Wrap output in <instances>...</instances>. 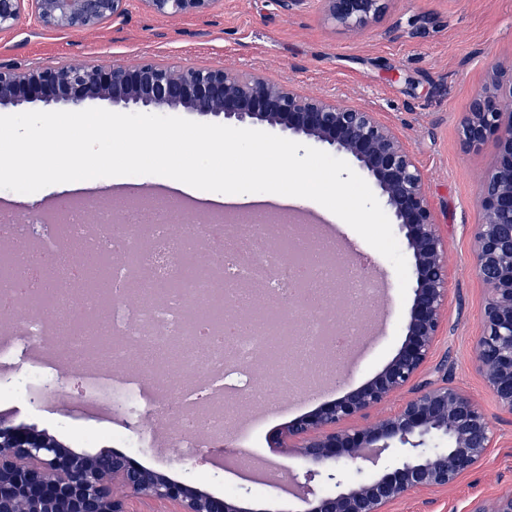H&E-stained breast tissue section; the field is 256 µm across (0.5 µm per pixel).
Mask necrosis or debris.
Listing matches in <instances>:
<instances>
[{
  "instance_id": "necrosis-or-debris-1",
  "label": "necrosis or debris",
  "mask_w": 512,
  "mask_h": 512,
  "mask_svg": "<svg viewBox=\"0 0 512 512\" xmlns=\"http://www.w3.org/2000/svg\"><path fill=\"white\" fill-rule=\"evenodd\" d=\"M284 241L304 253L315 247L287 226L252 223L234 235L189 209L178 224L128 212L121 223L103 215L91 226L72 209L61 224L35 215L0 222V403L41 393L67 369L82 382L81 408L108 412L119 398L132 416L164 411L161 430L124 426L108 430L110 440L134 450L167 437L190 460L223 435L226 396L270 390L261 369L270 337H297L302 359L282 375L296 384L363 333L323 298L337 275L358 302L371 298L374 281L332 263H286ZM91 258L111 295L76 281ZM53 276L63 286L52 292L45 282ZM199 303L217 311L208 324L193 316ZM104 307L109 357L93 362L83 328Z\"/></svg>"
}]
</instances>
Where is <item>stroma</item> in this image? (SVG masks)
<instances>
[{"instance_id":"obj_1","label":"stroma","mask_w":512,"mask_h":512,"mask_svg":"<svg viewBox=\"0 0 512 512\" xmlns=\"http://www.w3.org/2000/svg\"><path fill=\"white\" fill-rule=\"evenodd\" d=\"M143 56L162 64L256 71L276 82H293L309 95L371 108L398 129L424 171L448 252L447 322L422 377L448 379L474 397L491 417L497 440L478 468L455 486L408 493L390 512H467L475 499L512 493V413L497 404L473 363L484 292L474 271L472 236L478 179L494 147L465 150L457 134L460 115L482 82L487 62L512 61V0H391L383 22L358 37L328 23L319 0L292 12L280 0H221L210 15L180 19L154 17L138 0H130L123 18L92 31L49 29L27 17L16 29L0 32V65L38 69L73 59L109 62ZM374 262L389 288L372 303L367 317L372 335L345 359L340 385L323 384L285 412L269 408L268 420L250 442L270 466L298 464L271 447L274 431L363 385L399 349L409 305L400 299L392 264L379 254ZM81 389L80 379L71 378L67 400L17 404L14 420L49 429L79 452H122L121 444L105 439L80 441V434L108 426L100 415L76 407ZM134 458L143 467L216 495L254 485L250 471L213 452L182 463L163 450L144 448ZM254 506L259 512H301L303 504L290 479L280 478L258 491Z\"/></svg>"}]
</instances>
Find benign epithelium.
I'll use <instances>...</instances> for the list:
<instances>
[{
    "mask_svg": "<svg viewBox=\"0 0 512 512\" xmlns=\"http://www.w3.org/2000/svg\"><path fill=\"white\" fill-rule=\"evenodd\" d=\"M129 0H0V30L30 14L44 27L95 29L127 13ZM159 18L204 16L219 0H139ZM388 0H320L325 18L361 34L385 14ZM487 78L458 123L467 150L494 144L483 172L473 231L476 276L487 292L474 364L497 403L512 412V64H486ZM106 100L133 112L183 108L229 124L262 123L290 138L347 156L373 184L411 260L412 301L395 356L360 387L289 422L272 447L304 463L294 473L304 512H388L408 492L453 486L494 447L492 419L448 381L418 382L448 309V258L426 190L425 174L396 128L373 110L339 98L301 93L257 72L228 67L72 60L37 70L0 66V104L41 102L74 108ZM412 396L365 426V417L394 395ZM379 471L352 481L344 466ZM176 512H254L250 491L216 496L134 459L64 447L35 427L0 415V512H128L127 497ZM468 512H512V493L476 499Z\"/></svg>",
    "mask_w": 512,
    "mask_h": 512,
    "instance_id": "benign-epithelium-1",
    "label": "benign epithelium"
}]
</instances>
